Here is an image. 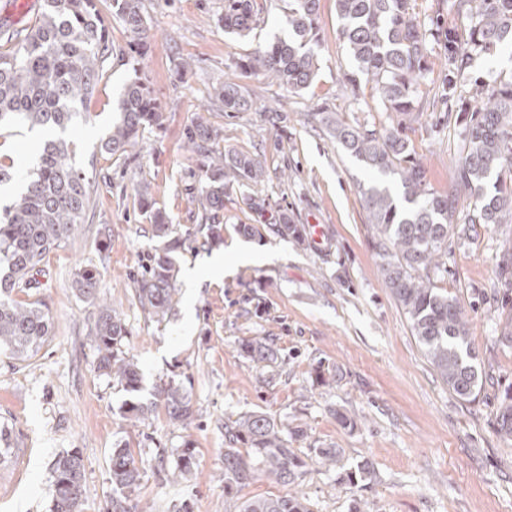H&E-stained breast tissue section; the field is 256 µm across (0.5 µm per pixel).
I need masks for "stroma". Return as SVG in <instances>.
I'll return each instance as SVG.
<instances>
[{
    "label": "stroma",
    "mask_w": 512,
    "mask_h": 512,
    "mask_svg": "<svg viewBox=\"0 0 512 512\" xmlns=\"http://www.w3.org/2000/svg\"><path fill=\"white\" fill-rule=\"evenodd\" d=\"M259 20L245 37L226 33L219 18L224 0H142L151 27L149 50L129 49L130 34L108 0L99 7L112 55L84 109L87 121L67 137L89 190L79 233L53 249L19 300H43L52 333L39 353L18 362L0 353V426L11 445L0 461V512H51V466L76 449L83 459L81 512H105L112 496L109 458L128 446L142 474L133 512H239L256 494L282 493L263 478L232 492L224 489V422L260 411L301 435L288 445L304 460L295 485L311 512H512V438L497 431L498 398L512 387V347L498 342L499 323L512 314L497 274L501 251L512 244V224L492 226L475 241L449 239L448 273L438 287L457 297L487 383L465 402L437 376L410 322L381 272L362 193L377 174L344 151L315 120L334 112L349 125L387 122L370 86L352 93L351 68L339 36L335 0H321L315 52L318 72L300 92L262 74L239 76L251 106L225 111L213 88L239 59L286 35L283 0H257ZM188 62L178 76V62ZM432 68L419 82V109L404 124L430 188L447 191L462 155L460 98L435 102L450 68L434 45ZM149 79L163 112L164 130L151 132L122 156L100 148L122 86L134 69ZM201 119L221 132L219 149L256 156L266 168L258 185H233L220 219L224 241L204 244L202 212L187 186L201 177V159L185 149V132ZM148 186L182 241L177 254L179 303L156 321L135 297L132 276L162 247L138 207L137 188ZM265 201L252 211L248 196ZM293 223L323 228L318 240L299 242L266 225L279 214ZM109 225L111 237L97 230ZM254 224L261 235L244 237ZM240 246L254 263L231 276L208 274L189 286L186 271L213 254ZM99 273L100 302L123 316L124 351L143 377L142 399L168 382L190 394L193 418L174 426L165 415L131 424L122 416L132 396L97 368L93 340L97 304L73 287L78 268ZM266 337L280 353L272 368L245 358L243 340ZM355 421L343 426L336 412ZM196 450L186 479L168 482L159 459L175 463L181 448ZM332 448L336 465L321 469L314 451Z\"/></svg>",
    "instance_id": "stroma-1"
}]
</instances>
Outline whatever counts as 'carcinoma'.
I'll return each mask as SVG.
<instances>
[{
    "label": "carcinoma",
    "mask_w": 512,
    "mask_h": 512,
    "mask_svg": "<svg viewBox=\"0 0 512 512\" xmlns=\"http://www.w3.org/2000/svg\"><path fill=\"white\" fill-rule=\"evenodd\" d=\"M288 37L255 49L238 68L262 73L288 91H301L313 81L317 59V18L321 0H287ZM409 0H335L340 34L347 44L353 68L344 73L352 91L373 83L386 111L408 115L419 107L417 88L428 69L431 45L442 44L453 70L442 82L444 94H454L469 84L476 105L460 111L466 154L453 184L439 193L429 187L426 172L416 159L405 126L399 122L381 127L351 126L332 112H317L330 135L370 171L391 177L402 188L398 203L390 187L375 182L365 188L373 236L371 246L383 260L388 288L407 315L413 335L442 381L457 397L473 402L481 394L483 373L469 336L468 322L454 296L436 285L448 272L443 257L448 240L476 239L491 224L512 223V189L501 172L512 173V76L488 83L471 78L468 69L476 57L492 56L512 46V0H453L457 14L466 20V38L443 28L439 16L419 19ZM112 13L135 39L141 52L150 27L141 0H112ZM259 10L256 0H224V30L242 35L253 29ZM0 49V132L17 124L44 131L64 130L78 119L103 76L109 38L97 0H43L36 23L26 33L6 35ZM226 112L250 108L242 87L226 80L214 87ZM118 117L112 121L102 148L108 154H125L144 133L164 127L166 116L146 79L136 73L124 85L118 100ZM218 129L201 120L187 128L192 149L203 157V175L196 200L203 214L200 230L206 242L223 241L219 213L224 195L233 183L259 184L266 170L255 156L243 152L224 154L212 149ZM26 186L18 200L0 211V350L24 360L49 339L51 317L41 300L19 301L13 292L29 285L47 254L84 223L89 209L85 176L77 166L75 151L63 139H47L38 149L35 167L24 176ZM470 199L465 222L458 223L460 193ZM139 209L153 234L165 239L161 250L134 277L140 306L158 318L169 315L179 302L173 253L182 246L171 236L167 215L155 207L148 193L137 191ZM274 233L303 242V224L288 223L283 213L267 225ZM499 276L512 285V249L498 262ZM74 286L91 303L98 300L94 268L77 270ZM126 326L121 314L99 307L94 340L98 368L130 392L142 389V376L134 358L121 349ZM242 352L254 363L274 362L267 341L246 340ZM167 420L186 425L193 416L191 398L179 385L169 383L158 391ZM157 411L154 401L127 403L124 418L134 423ZM498 432L512 437V390L504 392L495 412ZM263 412H252L224 422V489H242L261 477L284 487L302 475L304 460L288 447V435H300ZM195 465V449H181L175 470L179 477ZM112 498L107 512H131V497L141 485V473L132 452L114 448L109 458ZM52 512H78L83 497V463L78 451L56 458L52 465ZM240 512H309L305 498L296 492L251 497Z\"/></svg>",
    "instance_id": "obj_1"
}]
</instances>
